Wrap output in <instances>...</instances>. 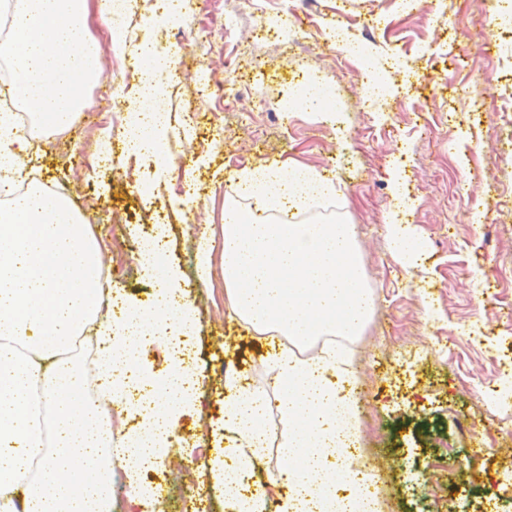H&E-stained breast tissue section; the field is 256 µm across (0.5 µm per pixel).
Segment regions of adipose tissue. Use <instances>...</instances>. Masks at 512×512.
Listing matches in <instances>:
<instances>
[{"label":"adipose tissue","instance_id":"ef3b65f1","mask_svg":"<svg viewBox=\"0 0 512 512\" xmlns=\"http://www.w3.org/2000/svg\"><path fill=\"white\" fill-rule=\"evenodd\" d=\"M113 0H0L11 17L0 57L16 71L15 96L46 133L71 127L84 107L83 88L94 78L102 45L86 34L98 13L114 26ZM143 65L129 150L167 163V116L147 117L148 105L174 62L150 39L134 47ZM29 134L0 113V190L25 181ZM238 194L224 202L221 250L203 243L197 262L208 273L220 252L231 313L255 333L303 344L311 335H359L373 309L352 225L278 224L269 206L307 212L329 192L327 180L299 163L257 166L236 174ZM402 265L420 263L422 249L401 211L386 226ZM100 247L66 197L30 187L0 208V512H112L115 468L153 463L177 438L174 419L185 412L200 377L189 363L172 364L163 383L170 397L162 413L139 434L115 438L113 407L125 404L118 388L85 396L90 372L111 374L113 344L133 350V340L153 322L190 333L193 301L175 292L169 271L159 274L152 307L128 308L104 321L105 288ZM279 380L276 402L265 391L225 375L224 426L232 449L211 463L236 512H268L280 491L279 512H380L343 498L338 487L369 477L356 456V399L349 357L327 348L302 359L279 348L269 352ZM288 423L279 444L281 465L263 483L237 497V480L266 453L269 415Z\"/></svg>","mask_w":512,"mask_h":512}]
</instances>
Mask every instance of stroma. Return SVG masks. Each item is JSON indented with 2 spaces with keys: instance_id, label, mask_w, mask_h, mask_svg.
<instances>
[{
  "instance_id": "35a3bbf8",
  "label": "stroma",
  "mask_w": 512,
  "mask_h": 512,
  "mask_svg": "<svg viewBox=\"0 0 512 512\" xmlns=\"http://www.w3.org/2000/svg\"><path fill=\"white\" fill-rule=\"evenodd\" d=\"M144 0L135 38L176 52L166 87L171 162L123 150L112 105H133L136 74L103 52L85 108L59 139H33L28 171L65 188L87 216L104 255L118 254L108 286L139 308L157 297L158 276L136 273L135 239L163 225V263L196 300L189 352L204 382L202 417H183L178 442L154 470L162 512H234L214 474L194 464L224 454V366L237 362L250 386L274 393L267 340L229 314L221 269L202 283L196 248L221 238L224 199L236 172L299 162L335 171L336 219L355 227L374 306L348 340L361 416L358 453L372 467L382 512H512V404L489 390L512 389V33L482 30L478 0H267L290 35L253 46L256 65L228 69L255 23L224 30L220 0H193L189 13L149 23ZM343 22L345 54L329 29ZM493 49H485V40ZM240 89L233 111L222 93L204 97L203 72ZM468 76L470 95L457 89ZM388 82V100L371 108L364 84ZM330 88L342 129L322 133L319 112L289 110L299 83ZM112 165L87 166L102 142ZM414 202L409 218L423 263L409 270L391 251L386 220L398 194ZM483 235H473L475 226ZM481 443L480 458L470 455Z\"/></svg>"
}]
</instances>
